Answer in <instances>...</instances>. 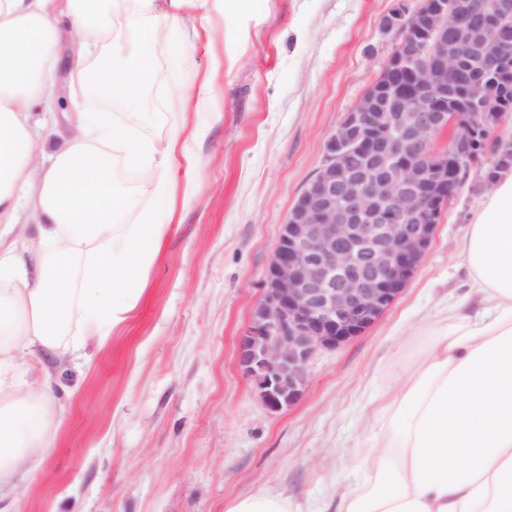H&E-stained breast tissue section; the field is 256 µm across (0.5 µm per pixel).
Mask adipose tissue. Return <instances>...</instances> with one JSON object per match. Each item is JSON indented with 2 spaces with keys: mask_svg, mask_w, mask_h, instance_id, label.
<instances>
[{
  "mask_svg": "<svg viewBox=\"0 0 512 512\" xmlns=\"http://www.w3.org/2000/svg\"><path fill=\"white\" fill-rule=\"evenodd\" d=\"M194 0H127L142 35L160 18L186 20ZM106 0H0V488L36 468L47 434L49 384L27 382L25 362L61 358L105 339L139 302L143 277L169 231L180 134L157 141L136 114L87 111L72 96L71 130L49 139L34 115L52 109L56 49L71 40V77L134 102L152 79L147 60L104 59ZM52 163L36 168V152ZM160 176L157 203L133 224L109 174L113 157ZM37 237L19 232L20 214ZM466 292L419 324L393 356L397 382L373 405L366 480L336 495L335 512H512V166L500 170L458 249ZM224 512H301L273 489L233 498Z\"/></svg>",
  "mask_w": 512,
  "mask_h": 512,
  "instance_id": "1",
  "label": "adipose tissue"
}]
</instances>
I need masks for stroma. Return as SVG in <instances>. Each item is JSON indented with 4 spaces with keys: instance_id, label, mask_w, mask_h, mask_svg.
Masks as SVG:
<instances>
[{
    "instance_id": "1",
    "label": "stroma",
    "mask_w": 512,
    "mask_h": 512,
    "mask_svg": "<svg viewBox=\"0 0 512 512\" xmlns=\"http://www.w3.org/2000/svg\"><path fill=\"white\" fill-rule=\"evenodd\" d=\"M402 0H196L198 39L161 20L141 40L112 0L118 41L147 55L137 99L150 134L194 127L176 205L139 304L88 359H47L54 447L0 493L10 512H224L273 488L303 512H334L362 483L366 414L413 326L460 295L459 242L488 193L472 167L410 283L363 334L318 352L302 398L259 402L236 351L279 230L325 143L391 56L381 18ZM212 100H195L202 83Z\"/></svg>"
}]
</instances>
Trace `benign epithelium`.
Here are the masks:
<instances>
[{
	"label": "benign epithelium",
	"mask_w": 512,
	"mask_h": 512,
	"mask_svg": "<svg viewBox=\"0 0 512 512\" xmlns=\"http://www.w3.org/2000/svg\"><path fill=\"white\" fill-rule=\"evenodd\" d=\"M511 13L512 0L493 11L483 0H420L382 17L398 47L327 140L239 340L238 365L269 411L296 403L315 354L363 333L418 270L496 116L486 80L512 76V29L502 24ZM452 118L450 146L434 149Z\"/></svg>",
	"instance_id": "1"
}]
</instances>
